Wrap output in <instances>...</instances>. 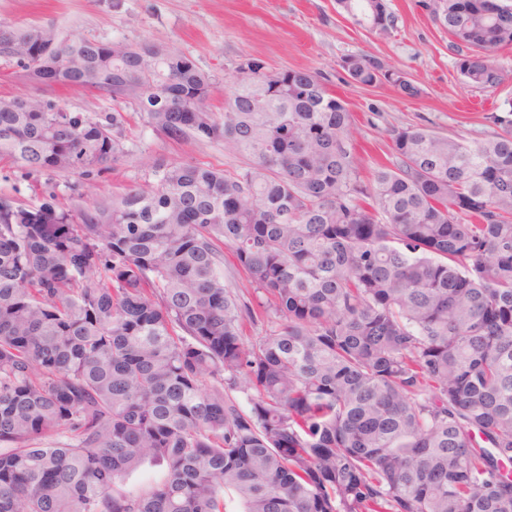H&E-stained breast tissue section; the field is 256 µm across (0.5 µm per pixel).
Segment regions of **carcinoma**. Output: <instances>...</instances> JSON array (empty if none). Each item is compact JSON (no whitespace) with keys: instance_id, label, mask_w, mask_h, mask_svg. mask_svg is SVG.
I'll return each instance as SVG.
<instances>
[{"instance_id":"obj_1","label":"carcinoma","mask_w":512,"mask_h":512,"mask_svg":"<svg viewBox=\"0 0 512 512\" xmlns=\"http://www.w3.org/2000/svg\"><path fill=\"white\" fill-rule=\"evenodd\" d=\"M340 2L391 36L387 0ZM423 7L463 81L497 89L512 0ZM1 30L30 81L135 99L242 164L155 158L147 184L59 209L0 197V512H512V99L484 141L390 130L366 182L311 70L250 58L222 111L189 112L215 79L180 50ZM340 66L422 94L379 56ZM123 124L0 98V157L89 175ZM146 464L163 478L128 488Z\"/></svg>"}]
</instances>
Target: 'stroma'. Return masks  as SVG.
<instances>
[{"instance_id": "obj_1", "label": "stroma", "mask_w": 512, "mask_h": 512, "mask_svg": "<svg viewBox=\"0 0 512 512\" xmlns=\"http://www.w3.org/2000/svg\"><path fill=\"white\" fill-rule=\"evenodd\" d=\"M396 18L391 37L380 38L340 12L336 0H0V25H56L68 33L100 42L149 41L175 47L215 75L211 100L219 110L230 93L237 65L258 57L273 69L317 72L336 98L352 112L353 144L364 158V174L393 155L391 127L424 126L470 140L491 137L487 114L512 98V46L496 61L508 77L496 91L465 84L454 68L448 35L430 19L422 0H388ZM371 53L410 75L422 88L407 99L389 85L352 83L339 62L345 55ZM40 93L70 112L124 115L122 140L127 153L117 163L88 176L59 177L30 172L0 160V196L26 207L69 204L72 194L92 202L149 181L150 159L164 157L232 168L240 159L220 141L176 144L147 127L134 101L122 103L82 88L36 86L15 62L0 57V96Z\"/></svg>"}]
</instances>
